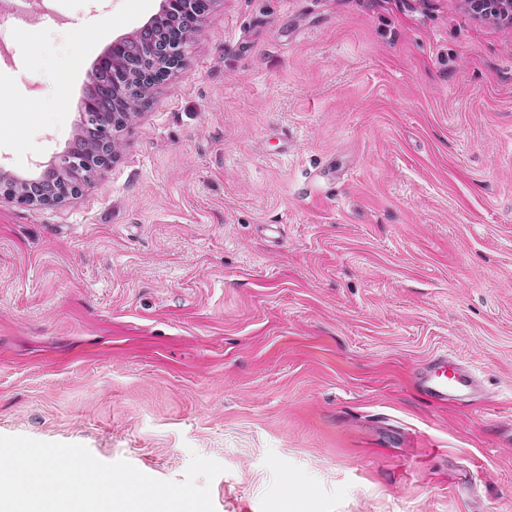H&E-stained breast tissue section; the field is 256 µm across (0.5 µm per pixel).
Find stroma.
Instances as JSON below:
<instances>
[{
	"instance_id": "stroma-1",
	"label": "stroma",
	"mask_w": 512,
	"mask_h": 512,
	"mask_svg": "<svg viewBox=\"0 0 512 512\" xmlns=\"http://www.w3.org/2000/svg\"><path fill=\"white\" fill-rule=\"evenodd\" d=\"M159 5L0 25L1 170L58 162ZM441 354L481 393L416 389ZM0 434L160 480L200 454L216 512H512V24L210 0L109 168L57 206L0 194Z\"/></svg>"
}]
</instances>
